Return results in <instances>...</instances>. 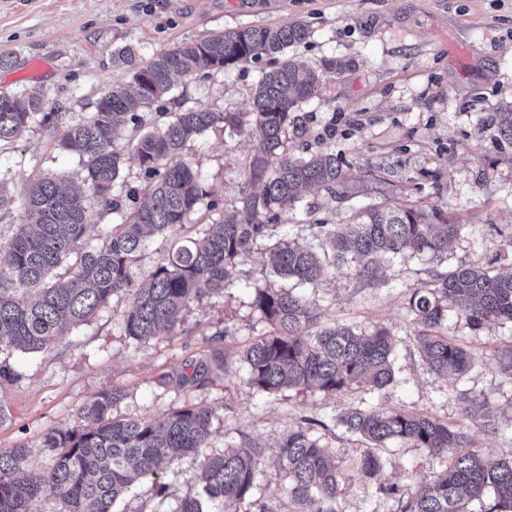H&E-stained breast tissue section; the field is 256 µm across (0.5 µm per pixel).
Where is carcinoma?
Masks as SVG:
<instances>
[{
  "mask_svg": "<svg viewBox=\"0 0 512 512\" xmlns=\"http://www.w3.org/2000/svg\"><path fill=\"white\" fill-rule=\"evenodd\" d=\"M310 34L304 21L238 27L176 45L145 64L128 47L116 50L115 62L131 71L130 84L112 86L95 111L67 125L58 141L61 149L82 157L88 195L50 177L27 184L18 199L0 190V211L17 202L23 217L11 242L0 248V344L45 351L120 294L129 297L122 326L132 341L145 344L170 335L176 316L194 300L223 294L230 269L248 260L257 242L265 240L270 273L293 286H251L252 307L271 331L243 349L248 385L266 394L311 388L339 393L362 380L378 390L390 386L396 356L392 332L380 325L368 331L322 324L296 286L351 263L367 281L377 277L384 259L426 257L442 263L461 225L432 224L418 208L371 206L347 224L317 225L325 243L320 254L287 238H273L272 229L297 209L303 190L321 187L334 194L345 179L342 159L331 150L288 154V139L302 140L308 133L303 105L319 97L326 74L337 70L334 61L309 67L287 55ZM264 56L271 66L255 85L251 111L190 108L140 133L134 109L163 100L173 77L221 71ZM54 119L39 96L0 93V144L17 140L34 124L49 127ZM495 122L500 136L512 143V103L498 109ZM217 128L248 134L253 152L232 213L220 214L196 240L180 232L191 215L214 210L218 203L187 159V149ZM127 135L138 136L130 157L119 148ZM128 158L139 167L143 183L130 187L121 204L112 198V186ZM105 213L120 215L121 222L112 225L102 246L81 252L93 216ZM147 233L177 240L143 286L133 280L131 267ZM78 252L80 261L67 276L51 275ZM408 304L420 326L415 345L423 362L437 374L461 377L474 356L442 333L448 315L464 317L476 331L493 322L512 324V272L492 274L460 264L435 273L431 286L414 289ZM496 359L512 378V339L498 349ZM122 397L116 389L103 392L84 408L85 424L45 433L43 445L54 454L46 472L19 478L26 446L0 450V512H42L41 503L49 497L65 505L62 512H114L134 478L156 481L163 456L186 454L200 457L201 491L176 498L173 512H212L214 502L220 512H242L257 486L261 448L240 444L206 455L212 410L185 406L150 419L115 418L112 408ZM461 401L464 418H475L472 408L477 407L483 424L495 425L497 409L489 398L464 393ZM337 422L363 446L355 473L364 478L373 479L383 469L382 449L393 442L445 458V468L408 495L394 484L377 486V492L399 497L400 512H512V457L492 458L471 449L461 429L424 413L376 407L345 409ZM317 424L303 419L279 445L283 490L294 505L292 512H338L337 498L347 484L342 462L315 435Z\"/></svg>",
  "mask_w": 512,
  "mask_h": 512,
  "instance_id": "obj_1",
  "label": "carcinoma"
}]
</instances>
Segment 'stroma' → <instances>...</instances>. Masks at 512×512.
<instances>
[{
  "label": "stroma",
  "instance_id": "obj_1",
  "mask_svg": "<svg viewBox=\"0 0 512 512\" xmlns=\"http://www.w3.org/2000/svg\"><path fill=\"white\" fill-rule=\"evenodd\" d=\"M299 19L309 24L311 36L289 48L290 56L314 66L327 60L346 65L342 73L328 74L319 97L304 106L314 135L341 156L347 176L340 197L307 194L315 219L344 224L361 207L386 204L435 208L462 226L442 264L399 259L385 264L373 283L346 266L304 289L322 323L392 330L398 340L393 383L382 390L361 383L340 393L287 389L274 395L249 387L240 352L269 330L251 306L250 287L281 285L269 274L259 244L234 269L223 295L191 302L180 313L172 335L135 344L121 325L128 298L119 295L50 350L0 346V362L19 373L0 378V450L26 445L25 473L51 467L52 455L42 444L47 431L82 426L81 408L114 388L124 397L113 416L149 418L204 405L214 411L208 453L245 440L261 447V474L248 512H259L264 503L291 512L277 474L278 445L303 418L318 419L321 444L352 465L362 446L334 421L348 408L425 413L463 426L474 449L486 455L512 456V380L494 357L512 329L491 324L477 332L449 314V339L470 349L475 364L462 377H444L422 361L408 309L412 289L430 285L435 272L462 263L512 272V144L492 123L499 105L512 102V0H0V55L14 61L0 69V93L41 95L64 126L94 111L111 84L130 80L112 61L121 47L147 59L227 29ZM261 68L250 62L176 78L164 104L171 112L250 111ZM56 139L36 125L0 147V185L16 196L30 180L62 176L82 188L78 155L59 150ZM250 152L246 136L221 129L190 144L188 157L220 208L236 205ZM189 363L205 364L204 375L199 383L179 385ZM464 392L489 396L497 407L496 428L464 422ZM383 456L377 479L349 482L339 512H398L399 501L378 496L377 484L394 483L408 493L442 466L427 451L401 442ZM161 480L177 496L194 495L198 457L167 463ZM174 507V498L159 496L142 480L115 509Z\"/></svg>",
  "mask_w": 512,
  "mask_h": 512
}]
</instances>
